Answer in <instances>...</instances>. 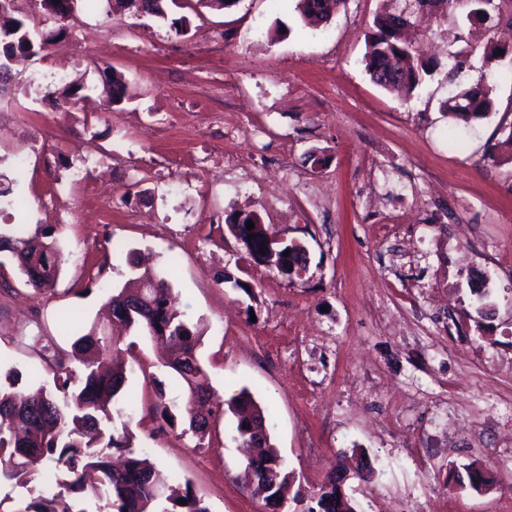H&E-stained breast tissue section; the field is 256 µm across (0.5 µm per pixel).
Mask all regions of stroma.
<instances>
[{"label":"stroma","instance_id":"35a3bbf8","mask_svg":"<svg viewBox=\"0 0 512 512\" xmlns=\"http://www.w3.org/2000/svg\"><path fill=\"white\" fill-rule=\"evenodd\" d=\"M297 3L165 0L159 18L76 0L74 29L44 44L0 98V174L13 184L0 232L50 229L65 256L57 280L37 291L0 255V369L20 371L26 388L49 382L32 337L69 348L128 282L131 260L145 257L178 308L203 323L199 358L213 388L226 399L248 389L263 409L293 490L318 487L342 456L362 453L371 477L346 484L359 512H495L512 495V465L492 455L497 420L512 418V371L503 369L512 288L498 274L512 257V150L499 131L512 123V60L499 62L493 107L457 147L448 135L459 122L441 103L449 85L477 82L481 60L472 56L449 82L451 36L484 46V24L457 14L435 26L426 53L440 66L404 99L374 84L364 61L374 15L384 4L400 12L403 0H346L316 26L301 21ZM174 19L186 35L171 31ZM116 72L129 98L114 105ZM71 85L80 89L73 105ZM373 186L402 233L427 224L457 245L452 311L428 309L437 256L408 268L395 260L396 242L374 236ZM248 214L305 247V274L249 258L228 228L230 216ZM481 272L493 308L484 318L470 291ZM138 358L124 390L134 447L172 482L192 481L209 512H263L223 422L200 448L158 430L151 379L177 382L158 371L149 341ZM448 400L462 423L483 408L481 447L449 441ZM466 466L486 474L482 491L455 484Z\"/></svg>","mask_w":512,"mask_h":512}]
</instances>
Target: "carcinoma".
Listing matches in <instances>:
<instances>
[{
    "mask_svg": "<svg viewBox=\"0 0 512 512\" xmlns=\"http://www.w3.org/2000/svg\"><path fill=\"white\" fill-rule=\"evenodd\" d=\"M21 0H0V10L16 12L10 27H0V94L4 85L19 73L18 67L38 54L29 42V12ZM346 0H298L301 16L331 18ZM46 12L55 11L47 24L46 37L63 34L74 26L70 10L62 0H40ZM467 9L469 22L485 23L492 19L512 26V0H405L406 15L440 20L458 9ZM401 16L382 10L373 18L367 33L369 52L366 69L372 81L383 88H403L412 92L433 74L435 63L425 58L419 48L402 39L405 24ZM498 45L488 40L482 54L480 85L469 90H452L446 109L465 124L489 114L492 100L486 81L494 76ZM473 54L470 46L448 54L452 60L448 81L454 82L463 65ZM254 223V229L245 222ZM231 233L244 245L247 254L259 261L260 250L280 248L271 227L255 215L228 220ZM253 239H248V236ZM0 252L16 260L25 283L38 287L54 280L64 262L63 254L51 234L6 236L0 233ZM112 321L135 334L146 336L167 347L164 367L172 370L178 389L155 386L157 428H181L202 445L209 428L230 413L234 417L232 440L243 456L246 469L254 476V490L270 512H285L288 499L289 471L270 436L255 440L252 428L265 424V417L252 395L245 389L225 400L213 390L207 370L198 359L203 332L190 323L178 309L168 282L145 271L138 276L133 290L118 289L109 299ZM121 338L99 323L78 334L71 350L65 351L34 337V345L52 373V386H41L24 395L21 376L15 369L0 373V484L32 490L36 483L55 478L56 490L38 489L23 512H88L75 503L90 499L99 503L97 512H209L196 494L191 481L184 491L166 494L156 464L144 450L133 447L131 422L119 394L134 369L99 364L119 350ZM304 512H357L351 500L337 509L336 489L322 483L309 496Z\"/></svg>",
    "mask_w": 512,
    "mask_h": 512,
    "instance_id": "carcinoma-1",
    "label": "carcinoma"
}]
</instances>
